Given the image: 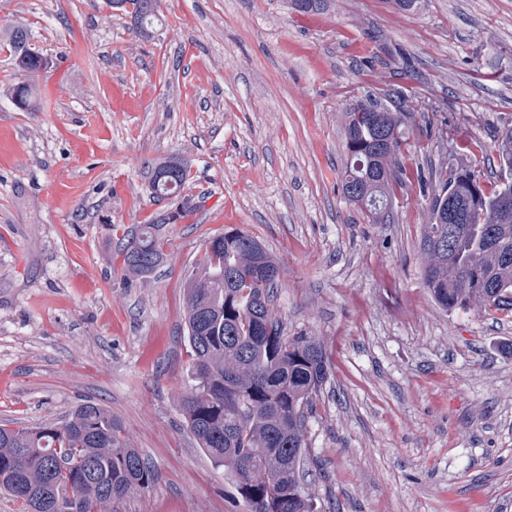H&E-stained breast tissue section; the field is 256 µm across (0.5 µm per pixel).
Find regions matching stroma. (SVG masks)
I'll return each mask as SVG.
<instances>
[{"instance_id":"obj_1","label":"stroma","mask_w":512,"mask_h":512,"mask_svg":"<svg viewBox=\"0 0 512 512\" xmlns=\"http://www.w3.org/2000/svg\"><path fill=\"white\" fill-rule=\"evenodd\" d=\"M151 39L106 0H0V425L109 407L154 468L119 512H242L187 431L184 283L237 228L276 259L288 332L332 374L306 431L317 512H512V318L448 312L425 286L440 172L487 186L512 129V0H160ZM48 58L17 70L7 32ZM41 94L24 112L7 93ZM403 88L415 114L387 224L344 198V114ZM174 158L196 210L164 225L148 280L117 256L168 209L148 162Z\"/></svg>"}]
</instances>
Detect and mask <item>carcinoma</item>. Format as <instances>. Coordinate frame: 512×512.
Listing matches in <instances>:
<instances>
[{
    "label": "carcinoma",
    "mask_w": 512,
    "mask_h": 512,
    "mask_svg": "<svg viewBox=\"0 0 512 512\" xmlns=\"http://www.w3.org/2000/svg\"><path fill=\"white\" fill-rule=\"evenodd\" d=\"M124 10L130 3L134 31L153 36L159 18L148 14L158 0H109ZM31 33L10 31L16 64L35 71L46 64L29 48ZM15 106L36 111L33 93L21 84ZM383 106L371 96L345 112L342 190L363 217L382 224L389 217L401 158L414 114L403 101L383 113L392 133L390 148L378 151V126L368 110ZM500 164L512 172V130L495 145ZM185 166H177L176 187L149 183L158 200L181 196ZM352 185L358 195L348 194ZM512 195V180L488 189L481 175L460 168L440 175L425 225V285L447 311L479 305L485 311L512 314V220L499 219V201ZM454 196L464 216L455 239L439 223L440 210ZM160 217L138 224L120 242L119 253L130 279L146 280L163 260ZM278 267L252 236L230 228L208 239L185 281V328L192 384L181 397L183 423L217 467L233 477L236 498L245 512H314L304 492L301 467L305 432L313 399L328 381L330 363L319 339L289 335L274 311ZM155 472L132 447L119 420L105 405L87 401L60 421L17 429L0 426V491L25 506V512H114L132 486L146 489Z\"/></svg>",
    "instance_id": "1"
}]
</instances>
